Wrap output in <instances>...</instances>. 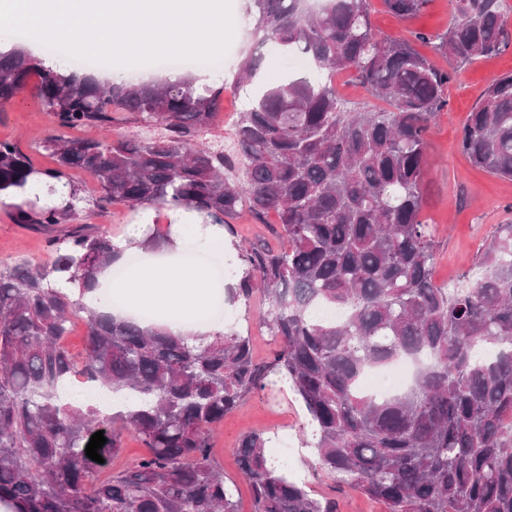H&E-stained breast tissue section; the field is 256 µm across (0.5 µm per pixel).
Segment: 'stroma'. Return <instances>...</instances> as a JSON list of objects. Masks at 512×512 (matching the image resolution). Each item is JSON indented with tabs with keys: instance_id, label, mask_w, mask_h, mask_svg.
<instances>
[{
	"instance_id": "35a3bbf8",
	"label": "stroma",
	"mask_w": 512,
	"mask_h": 512,
	"mask_svg": "<svg viewBox=\"0 0 512 512\" xmlns=\"http://www.w3.org/2000/svg\"><path fill=\"white\" fill-rule=\"evenodd\" d=\"M230 11L235 25L223 63L205 69L213 83L225 87L216 117V131L223 135L229 133L245 107L237 91L227 85L241 60L259 57L258 71L263 81L270 84L276 83L281 72L289 67L288 59L270 55L267 49L256 46L249 25L238 22V5H231ZM450 14L448 0H429L424 11L410 20L387 12L381 0H373L371 13L373 28L380 36L410 40L419 53L450 75L448 103L429 135L424 182L423 219L430 224L437 240L434 278L440 284L458 282L465 275L477 280L481 275L476 265L478 254L498 225L512 224V180L473 167L459 147L463 124L490 81L512 73V46L496 56L469 64L435 53L430 39L447 31ZM54 128L52 115L34 91H25L0 108V140L16 142L42 170L56 166L54 158L39 148L40 141ZM87 222L110 231L117 240L139 236L143 230L138 212L120 203L92 214ZM10 257L46 262V236L14 223L8 211L0 209V261ZM263 307L264 301L257 294L250 301L234 302L231 319L224 325L225 330L250 336L254 358L260 363L270 361L278 348L275 339L256 322ZM302 422L301 403L290 389L279 384L250 393L235 411L225 416L214 435V457L226 482L237 487L238 512L253 509L251 486L241 475L235 453L241 437L250 432L265 433L276 443L287 440L289 468L302 478L314 497L335 496L337 512H385L381 503L351 487L339 486L332 475L319 468L317 453L311 446L312 434L303 430Z\"/></svg>"
}]
</instances>
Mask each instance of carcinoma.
<instances>
[{"instance_id":"carcinoma-1","label":"carcinoma","mask_w":512,"mask_h":512,"mask_svg":"<svg viewBox=\"0 0 512 512\" xmlns=\"http://www.w3.org/2000/svg\"><path fill=\"white\" fill-rule=\"evenodd\" d=\"M394 15L428 0H382ZM452 25L436 50L471 62L512 41L499 0H448ZM251 36L303 54L326 79L290 75L254 89L228 147L199 140L215 128L224 87L187 75L152 84L102 82L0 44V108L37 77L55 120L41 148L57 168H36L0 141V193L32 194L11 211L47 239L50 259L0 265V512H237L236 486L212 458V434L246 395L286 378L314 427L320 468L383 503L386 512H512V224L480 253L472 287L434 281L436 244L421 218L428 135L449 75L405 39L381 38L371 0H251ZM244 59L231 86L249 83ZM350 72L385 109L351 110L331 77ZM135 124V137L80 138L79 128ZM460 147L472 166L512 178V73L494 78L468 113ZM97 183L92 205L137 211L182 208L234 235L243 209L272 213L287 248L237 244L245 266L229 297L267 301L259 326L279 341L259 364L237 332L178 336L96 311L85 301L98 273L120 257L106 230L78 224L84 198L69 180ZM44 175L61 202L35 193ZM329 306L340 321L318 314ZM79 317L86 350L77 363L62 339ZM414 364L410 384L379 397L358 389L368 369ZM136 403L113 414L57 401L75 373ZM123 450V433L148 454L97 484ZM270 438L237 448L253 512H336L267 452Z\"/></svg>"}]
</instances>
